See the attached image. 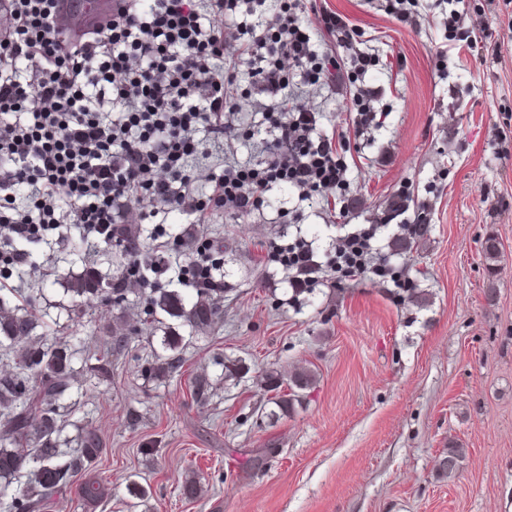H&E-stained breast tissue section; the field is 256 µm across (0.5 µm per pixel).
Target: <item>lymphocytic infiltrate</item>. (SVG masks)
<instances>
[{
	"mask_svg": "<svg viewBox=\"0 0 512 512\" xmlns=\"http://www.w3.org/2000/svg\"><path fill=\"white\" fill-rule=\"evenodd\" d=\"M59 0H0L9 27L0 35V262L27 263L21 241L61 224L111 247L132 211L197 214L220 207L250 213L274 185L301 200L327 194L344 200L348 165L296 83L336 80L321 38L347 49L353 69L351 120L356 138L380 124L364 85L379 56L354 39L350 26L324 11L310 22L302 0H126L104 25L67 35ZM225 18L215 25L214 16ZM243 69L227 68V56ZM260 97L262 157L193 175L199 133L214 141L235 131L234 88ZM378 227L337 239L326 267L390 277L401 272L379 254Z\"/></svg>",
	"mask_w": 512,
	"mask_h": 512,
	"instance_id": "f902f5d3",
	"label": "lymphocytic infiltrate"
}]
</instances>
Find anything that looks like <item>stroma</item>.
I'll use <instances>...</instances> for the list:
<instances>
[{
  "label": "stroma",
  "mask_w": 512,
  "mask_h": 512,
  "mask_svg": "<svg viewBox=\"0 0 512 512\" xmlns=\"http://www.w3.org/2000/svg\"><path fill=\"white\" fill-rule=\"evenodd\" d=\"M421 3L428 21L416 31L386 0H303L307 18L335 12L380 57L365 85L387 117L368 143L346 131L345 89L302 90L322 130L344 136L355 162L352 207L338 216L281 183L250 214L208 212L207 238L224 245L216 257L226 285L213 330L185 347L158 388L141 374L154 358L141 345L113 353L108 374L75 375L60 444L76 448L91 433L101 454L43 512H512V5L463 0L497 47L482 61L449 32L448 4ZM256 112L239 96L236 139L203 140L200 168L223 166L228 151L258 158ZM402 188L435 201L411 249L393 258L410 287L322 268L293 297L277 247L303 242L322 257L339 236L378 223ZM190 223L178 211L133 220L141 240L165 243L169 278L184 252L178 233ZM490 238L499 244L493 263L484 254ZM22 248L28 263L0 267V293L45 311L37 333L47 342L83 358L110 347L108 327L143 325V306L132 300L100 306L67 332L71 299L58 275L112 270L111 250L74 225ZM238 360L246 373L219 382L222 363ZM304 369L314 384L269 422L266 374L278 372L288 386ZM201 373L215 382L203 404L191 396ZM452 445L467 455L450 478L439 460ZM191 470L206 479L196 499L181 489ZM90 478L106 482L111 497L82 504L76 484ZM132 481L152 486L146 506L129 507Z\"/></svg>",
  "instance_id": "35a3bbf8"
}]
</instances>
